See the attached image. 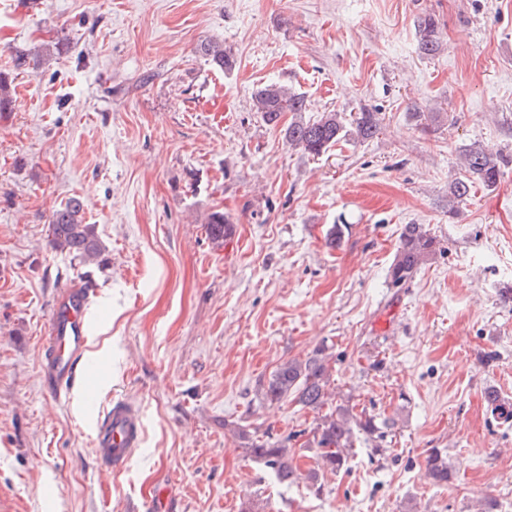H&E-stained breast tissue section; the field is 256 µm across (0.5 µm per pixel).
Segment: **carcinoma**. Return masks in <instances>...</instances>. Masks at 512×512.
<instances>
[{"instance_id": "carcinoma-1", "label": "carcinoma", "mask_w": 512, "mask_h": 512, "mask_svg": "<svg viewBox=\"0 0 512 512\" xmlns=\"http://www.w3.org/2000/svg\"><path fill=\"white\" fill-rule=\"evenodd\" d=\"M417 29L421 52L430 56L436 54L441 42L434 18L429 15L419 18ZM198 52L218 70L230 69L234 65L233 56L224 49L222 42H203ZM255 110L262 114L267 124L274 126L280 123L285 113H291L293 120L284 128V137L290 146L314 157L326 153L348 136L371 139L380 128L378 113L366 110L358 113L349 129L335 112H326L316 120H306L302 117V113L307 111L305 96L279 83H270L256 93ZM460 158L466 176L448 186V194L459 200L469 195L471 178L493 187L500 180L502 168L512 163L511 157L480 146L464 149ZM204 225L214 242H222L233 233V225L222 211L207 214ZM49 245L85 265L98 262L101 245L95 225L85 223L83 204L79 199H69L53 213L49 224ZM437 245L436 239L422 225H404L399 249L389 269L392 287H404L435 253ZM333 362L329 347L323 344L304 358L294 357L280 364L271 373L265 388L264 399L271 403L289 399L314 411L317 417L310 429L294 431L279 439H263L242 427L234 432L245 442L249 453L273 472L279 483L290 485L304 479L317 494L322 493L324 487L320 474L335 473L346 466L356 435L383 441L395 425L394 420L379 418L364 409L354 412V406L348 399H336V392L331 387ZM300 438L303 439L300 448H313L316 456L317 467L305 474L294 463L296 449L291 447L292 442ZM427 477L437 485L448 482V460L439 450L428 457Z\"/></svg>"}]
</instances>
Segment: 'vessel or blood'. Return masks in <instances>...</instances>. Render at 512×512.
<instances>
[{
    "mask_svg": "<svg viewBox=\"0 0 512 512\" xmlns=\"http://www.w3.org/2000/svg\"><path fill=\"white\" fill-rule=\"evenodd\" d=\"M89 302L90 290L86 287L64 289L53 302L43 351L44 382L54 396L67 393L85 354ZM140 436V419L129 403L113 401L95 431L94 447L101 467L109 471L123 469L138 447Z\"/></svg>",
    "mask_w": 512,
    "mask_h": 512,
    "instance_id": "b4317fda",
    "label": "vessel or blood"
}]
</instances>
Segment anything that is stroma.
I'll return each instance as SVG.
<instances>
[{"label": "stroma", "instance_id": "obj_1", "mask_svg": "<svg viewBox=\"0 0 512 512\" xmlns=\"http://www.w3.org/2000/svg\"><path fill=\"white\" fill-rule=\"evenodd\" d=\"M209 40L234 69L198 53ZM0 75V512H152L158 494L167 512H512V422L486 398L512 400V165L448 196L462 149L512 154V0H0ZM272 82L308 119L366 109L382 129L308 156L253 107ZM73 197L103 247L89 271L48 244ZM215 210L234 226L221 245ZM407 224L439 248L394 288ZM87 275L88 350L60 399L41 333ZM323 343L337 392L396 425L387 451L358 439L318 495L278 484L232 431L312 427L263 389ZM117 398L142 439L110 472L93 438ZM417 29L421 52L425 55H435L440 50L441 42L437 35V25L434 18L429 15L420 17ZM198 52L205 57L214 68L224 71L231 69L234 65V58L226 49L224 44L217 41L203 42L199 45ZM209 238L214 242H223L233 233V225L224 216L223 211H212L207 214L204 222ZM426 470L432 483L441 485L448 481V460L440 450H434L428 457Z\"/></svg>", "mask_w": 512, "mask_h": 512}]
</instances>
